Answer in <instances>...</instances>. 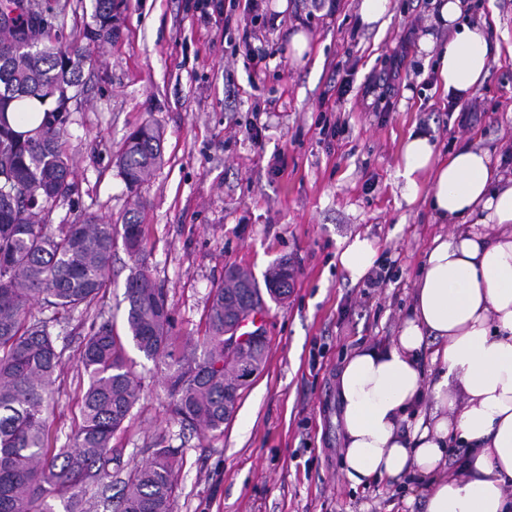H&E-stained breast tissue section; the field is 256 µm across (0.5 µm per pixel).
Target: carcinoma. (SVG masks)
<instances>
[{"instance_id": "1", "label": "carcinoma", "mask_w": 512, "mask_h": 512, "mask_svg": "<svg viewBox=\"0 0 512 512\" xmlns=\"http://www.w3.org/2000/svg\"><path fill=\"white\" fill-rule=\"evenodd\" d=\"M19 12L0 24V512H85L87 489L112 477V438L139 400L141 378L124 352L110 319L92 326L81 349L87 386L80 396V421L72 443H50L53 385L62 367L52 328L56 318H39L33 308L54 312L97 306L107 288L116 225L89 217L78 224L53 226L58 203L73 190L67 124L70 101L82 92L90 45L118 38V4L92 0L91 22L70 41L52 39L37 0H6ZM36 102L38 127L19 131L7 113ZM163 133L145 123L127 137L117 167L127 186L149 181L162 162ZM132 260L125 284V328L147 359L168 357L166 376L177 420L203 430H219L236 408L238 366L260 370L266 339L250 346L237 333L240 317L259 313L264 296L288 295L294 279L277 263L259 285L251 272L232 267L212 290L205 334L176 345L162 289L153 282L142 247L144 225L136 212L121 225ZM178 460L159 447L123 481L117 500L106 496L112 512H173Z\"/></svg>"}]
</instances>
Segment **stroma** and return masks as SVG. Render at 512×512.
<instances>
[{
    "instance_id": "35a3bbf8",
    "label": "stroma",
    "mask_w": 512,
    "mask_h": 512,
    "mask_svg": "<svg viewBox=\"0 0 512 512\" xmlns=\"http://www.w3.org/2000/svg\"><path fill=\"white\" fill-rule=\"evenodd\" d=\"M119 37L94 50L85 91L69 115L74 189L53 224L88 216L122 224L132 196L144 206L148 269L163 288L173 336L205 332L211 292L228 267L256 280L285 259L291 293L260 315L268 338L263 369L219 431L181 425L171 415L165 360L124 346L142 377L141 397L112 439L113 490L156 444L175 449L179 469L174 512H422L417 477L404 475L352 487L342 472V428L336 372L358 348L394 335L407 313L423 254L451 225L435 223L430 184L420 180L414 203L399 176L410 133L430 135L439 157L465 147L488 149L500 161L512 147V0H469L494 46L486 80L469 100L483 112L464 128L448 115L434 69L448 29L435 21L440 0H391L384 28L360 22L361 0H340L335 15L310 0H268L280 24L262 47L270 57L254 73L234 32L197 21L196 0H118ZM53 37L69 40L90 21L91 0H41ZM415 26L390 112L363 97L382 75L399 37ZM304 31L309 49L295 59L288 46ZM432 49H422L420 37ZM353 73V89L337 102V67ZM272 101L274 111H259ZM337 105L345 125L334 137L318 125L322 105ZM163 132V162L130 191L116 158L143 123ZM262 129L261 144L251 139ZM374 239L388 271L379 288L351 282L339 267V243L354 234ZM132 262L113 249L111 286L101 308L56 316L63 353L50 416L51 442L66 446L80 420L81 340L98 316L124 324L125 281Z\"/></svg>"
}]
</instances>
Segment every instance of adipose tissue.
<instances>
[{"mask_svg":"<svg viewBox=\"0 0 512 512\" xmlns=\"http://www.w3.org/2000/svg\"><path fill=\"white\" fill-rule=\"evenodd\" d=\"M453 30L437 72L445 93L467 96L489 73L484 25L465 20L463 0H442ZM399 174L416 198L430 176V206L452 225L425 253L411 306L395 336L357 349L336 378L343 474L352 486L419 472L424 512H512V183L489 150L437 159L429 135L408 136ZM338 264L359 281L378 258L373 240L345 239ZM435 368L425 377L419 355ZM467 445L456 476L448 448Z\"/></svg>","mask_w":512,"mask_h":512,"instance_id":"adipose-tissue-1","label":"adipose tissue"}]
</instances>
